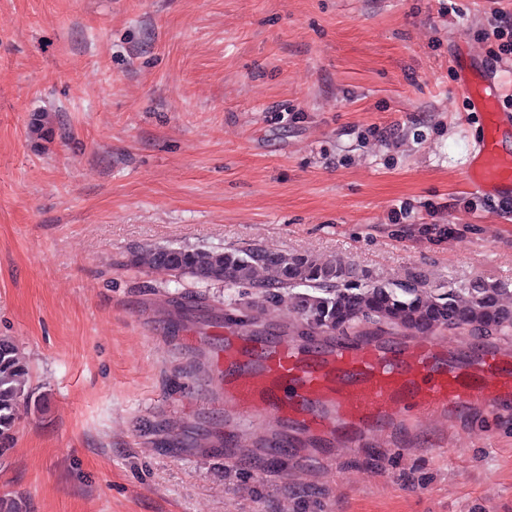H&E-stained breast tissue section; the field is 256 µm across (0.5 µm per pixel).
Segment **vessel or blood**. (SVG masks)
I'll list each match as a JSON object with an SVG mask.
<instances>
[{
    "label": "vessel or blood",
    "instance_id": "b4317fda",
    "mask_svg": "<svg viewBox=\"0 0 512 512\" xmlns=\"http://www.w3.org/2000/svg\"><path fill=\"white\" fill-rule=\"evenodd\" d=\"M474 52L456 60L458 88L482 113L474 155V188L512 195V156L499 132L512 122L502 106L504 67L472 69ZM214 367L217 399L236 421L260 414L291 427L297 437L354 449L398 422L443 418L478 404L512 405V348L496 344L448 349L440 335L363 340L322 336L301 344L285 336L225 328Z\"/></svg>",
    "mask_w": 512,
    "mask_h": 512
}]
</instances>
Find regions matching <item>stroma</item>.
Here are the masks:
<instances>
[{
	"label": "stroma",
	"mask_w": 512,
	"mask_h": 512,
	"mask_svg": "<svg viewBox=\"0 0 512 512\" xmlns=\"http://www.w3.org/2000/svg\"><path fill=\"white\" fill-rule=\"evenodd\" d=\"M512 0H0V336L35 406L0 458L23 512H512V407L326 459L247 452L206 393L240 289L134 251L259 245L356 276L512 286V206L467 180L451 59ZM50 113L55 134L29 132ZM207 308L172 325V296Z\"/></svg>",
	"instance_id": "stroma-1"
}]
</instances>
